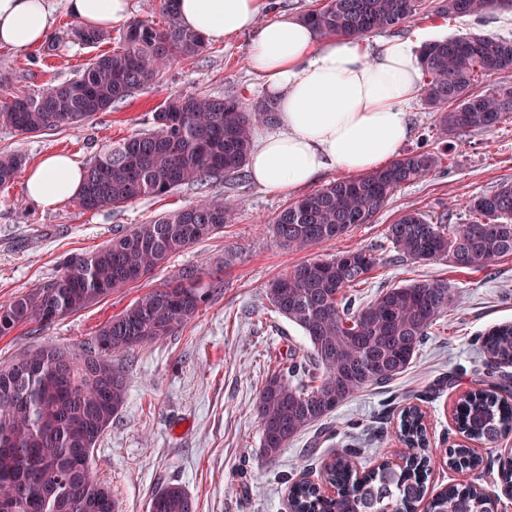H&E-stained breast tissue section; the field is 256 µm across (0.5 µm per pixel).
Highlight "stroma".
Here are the masks:
<instances>
[{
  "label": "stroma",
  "instance_id": "obj_1",
  "mask_svg": "<svg viewBox=\"0 0 512 512\" xmlns=\"http://www.w3.org/2000/svg\"><path fill=\"white\" fill-rule=\"evenodd\" d=\"M427 2L428 13L403 25L402 36L480 33L512 40V11L448 17L436 13L437 0ZM120 34V28H112L110 40L95 50L67 41L50 52L0 47V71L10 77V92L36 94L74 77L94 52L112 51ZM252 40V33H243L209 44L197 58L165 65L151 84L118 108L81 126L31 137L0 127V154H22L33 168L44 155L61 152L83 166L105 144L148 130L154 109L167 98L236 96L251 105L262 97L261 82L247 64ZM410 121L405 149L423 145L445 150L446 156L426 178L394 191L371 223L304 251L287 250L269 226L290 195L269 192L248 180L234 190V219L222 233L175 255L148 279L51 324H31L0 336V363L46 341L78 350L112 315L176 282L185 268L199 269L203 285L222 284V294L176 335L118 359L128 381V399L101 436L91 464L95 475L111 484L119 512H149L152 492L170 482L185 487L195 512H288V478L297 474L321 481L325 463L338 449H359V463L365 467L405 457L408 450L396 424L409 403L427 415L429 493L449 485L480 487L495 495L498 512H512V487L501 477L502 465L512 459V434L483 445L477 468L459 472L450 469L444 457L459 437L455 405L485 368L479 338L494 326L512 323V257L480 270L459 271L444 260L400 259L386 235L387 226L408 210L434 221L445 214L452 223H465L466 200L512 181V118L445 145L435 135L433 115L423 100L412 104ZM223 190L219 183L203 189L185 185L160 198L84 211L69 201L50 210L38 208L25 199L19 181L0 189V304L55 279L63 260L100 248L115 231L148 223ZM353 248L374 249L380 259L367 282L353 291L355 304H366L380 290L433 278L447 279L455 303L406 373L386 388L356 393L320 428L294 438L275 464L266 465L260 458L261 433L253 410L257 394L277 361L308 355L310 346L297 326L274 311L265 287L303 261ZM449 375L454 385L439 388V381Z\"/></svg>",
  "mask_w": 512,
  "mask_h": 512
}]
</instances>
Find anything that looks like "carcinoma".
I'll use <instances>...</instances> for the list:
<instances>
[{"mask_svg": "<svg viewBox=\"0 0 512 512\" xmlns=\"http://www.w3.org/2000/svg\"><path fill=\"white\" fill-rule=\"evenodd\" d=\"M512 9V0H439L444 15L478 16ZM424 11L422 0H324L305 19L320 32L360 36L396 31ZM166 27L132 22L113 51L97 55L74 78L37 95L0 100V125L20 135L79 126L150 84L160 69L207 51L204 38L180 26L174 0H163ZM104 30L70 27L49 42L96 47ZM423 96L441 139L490 129L512 116V88L473 91L483 78L512 71V40L470 34L432 41L421 52ZM276 119L274 104L243 106L237 97L182 95L152 112V130L103 147L87 164L72 198L85 211L120 208L161 197L183 185L215 180L230 186L242 177L255 129ZM432 150H408L383 169L347 175L288 203L270 229L282 246L305 250L368 224L393 192L426 177L439 165ZM26 158L0 156V187L14 184ZM470 221L438 224L409 210L387 226V238L407 260L444 259L458 269H479L512 256V183L467 201ZM229 195L169 212L118 230L103 247L66 259L59 275L0 305V336L31 323L49 324L127 284L152 274L173 255L231 223ZM369 248L306 261L272 279L265 297L310 343L312 362L279 361L258 392L254 412L261 453L273 464L298 435L318 425L353 394L392 382L412 364L437 321L454 304L446 279H423L383 289L356 307L347 293L379 265ZM213 288L198 270H183L176 285L155 290L108 319L62 369L63 346L46 342L0 365V512H118L111 486L93 475L91 460L101 434L127 401L128 385L115 357L174 335L208 304ZM486 372L459 399L458 429L493 444L512 431V384L497 370L512 365V324L486 335ZM411 449L397 470L373 468L358 477L357 450H336L324 465L339 493L322 498L312 483L292 482L290 512H418L429 479V441L414 407L398 426ZM495 502L471 487L436 494L428 512H493ZM150 512H193L186 489L169 483L152 494Z\"/></svg>", "mask_w": 512, "mask_h": 512, "instance_id": "1", "label": "carcinoma"}]
</instances>
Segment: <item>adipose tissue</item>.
I'll return each instance as SVG.
<instances>
[{
    "label": "adipose tissue",
    "mask_w": 512,
    "mask_h": 512,
    "mask_svg": "<svg viewBox=\"0 0 512 512\" xmlns=\"http://www.w3.org/2000/svg\"><path fill=\"white\" fill-rule=\"evenodd\" d=\"M84 27L109 28L132 18L131 0H65ZM266 0H178L181 25L210 42L250 32V68L277 107V122L253 145L252 181L292 193L330 171L359 175L386 166L411 135L409 108L422 93L423 39L320 33L303 17L260 21ZM51 0H0V44L41 46L53 26ZM84 171L70 157L47 155L28 174L25 196L41 209L70 200Z\"/></svg>",
    "instance_id": "adipose-tissue-1"
}]
</instances>
